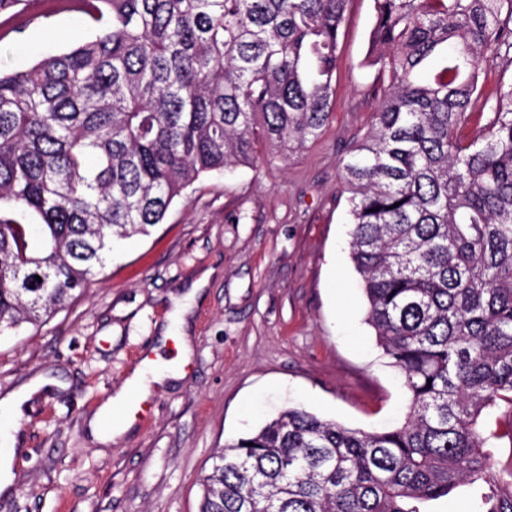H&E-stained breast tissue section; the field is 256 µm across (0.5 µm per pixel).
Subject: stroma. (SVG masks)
<instances>
[{
  "mask_svg": "<svg viewBox=\"0 0 512 512\" xmlns=\"http://www.w3.org/2000/svg\"><path fill=\"white\" fill-rule=\"evenodd\" d=\"M372 23V0H351L318 140L201 177L149 235L117 243L68 309L0 335V404L32 391L19 412L0 407L15 448L0 512H199L214 452L285 408L363 431L404 421L410 394L366 321L338 169L378 107L364 65ZM93 33L78 0H18L0 11V69ZM143 365L168 374L151 386L148 421L97 440L99 408Z\"/></svg>",
  "mask_w": 512,
  "mask_h": 512,
  "instance_id": "35a3bbf8",
  "label": "stroma"
}]
</instances>
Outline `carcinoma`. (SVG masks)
Segmentation results:
<instances>
[{"label":"carcinoma","instance_id":"1","mask_svg":"<svg viewBox=\"0 0 512 512\" xmlns=\"http://www.w3.org/2000/svg\"><path fill=\"white\" fill-rule=\"evenodd\" d=\"M97 33L0 71V334L39 327L200 176L317 140L350 0H80ZM379 107L340 161L367 321L410 392L383 432L302 408L220 449L199 512H512V0H373ZM481 122L470 126L476 108ZM508 440L498 472L491 449ZM488 54L484 53L481 58L482 68L486 69L485 71V81H484V91L491 92L498 85L505 84L508 85L512 83V62L507 59H494V62L486 61V57ZM477 506V492L474 487L462 484L448 497L431 501L426 512H474Z\"/></svg>","mask_w":512,"mask_h":512}]
</instances>
